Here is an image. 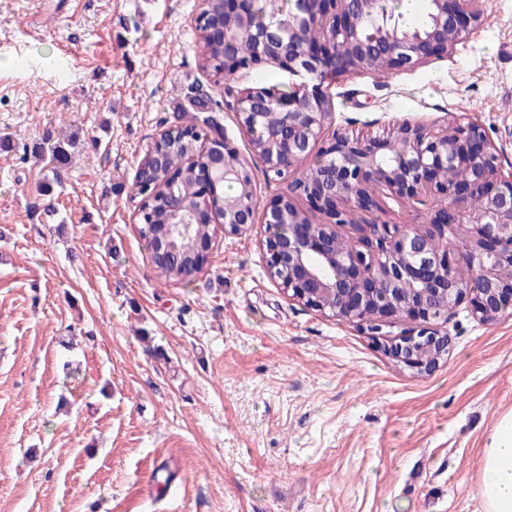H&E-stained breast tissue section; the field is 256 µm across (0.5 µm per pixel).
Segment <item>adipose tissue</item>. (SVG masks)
<instances>
[{
    "label": "adipose tissue",
    "mask_w": 512,
    "mask_h": 512,
    "mask_svg": "<svg viewBox=\"0 0 512 512\" xmlns=\"http://www.w3.org/2000/svg\"><path fill=\"white\" fill-rule=\"evenodd\" d=\"M483 512H512V412L496 422L478 485Z\"/></svg>",
    "instance_id": "obj_1"
}]
</instances>
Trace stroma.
I'll return each instance as SVG.
<instances>
[{"mask_svg": "<svg viewBox=\"0 0 512 512\" xmlns=\"http://www.w3.org/2000/svg\"><path fill=\"white\" fill-rule=\"evenodd\" d=\"M199 0H0V512H482V450L512 410V316L460 303L420 375L372 336L289 299L269 274L264 211L288 188L230 110L264 82L204 70ZM413 69L330 81L336 129L480 121L512 170V0ZM250 170L255 223L216 231L193 282L160 278L134 217L137 167L185 112ZM75 133L61 184L21 158ZM376 224H424L377 193ZM155 355H148V348ZM170 478L167 493L152 476Z\"/></svg>", "mask_w": 512, "mask_h": 512, "instance_id": "obj_1", "label": "stroma"}]
</instances>
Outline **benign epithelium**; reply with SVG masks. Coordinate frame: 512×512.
<instances>
[{"label": "benign epithelium", "instance_id": "1", "mask_svg": "<svg viewBox=\"0 0 512 512\" xmlns=\"http://www.w3.org/2000/svg\"><path fill=\"white\" fill-rule=\"evenodd\" d=\"M220 18L204 35L226 50L224 74L236 75L272 65L292 77L286 93L251 88L232 95L225 106L238 124L249 131L265 123V101L276 98L286 116L285 130L268 135L258 151L268 171L280 177L286 163L316 154L309 172L288 182V193L266 208L263 244L271 276L292 300L324 314L360 323L371 335L395 320L430 324L434 310L447 316L464 299L481 321L493 322L512 307V281L504 280L512 265V172L498 170V150L474 121L457 122L436 130L422 123L402 121L384 136L360 137L333 133L330 142L316 148L325 128L334 123L324 88L328 77L360 71L414 68L445 54L478 22L480 0H429V20L411 31L397 20H384L374 32L363 31L360 20L375 15L380 0H295L288 17L258 25V0H216ZM251 43L246 59L231 48ZM162 131L150 151L155 166L164 172L156 187H143L140 204L166 200L161 190L178 184L180 171L164 168ZM204 159L187 170L196 182V205L188 227L196 228L191 248L208 266L211 240L206 228L219 218L224 234L240 235L254 224L255 196L250 171L239 154L220 136L206 134ZM234 182L239 193L221 197L217 184ZM387 188L398 199L425 204L439 199L430 228L357 224L351 209L376 206L374 193ZM302 196L330 218L312 224L292 202ZM480 201V209L471 204ZM472 224L459 243L463 257L476 270L478 286L471 287L457 273L459 261L437 242L448 228ZM351 229L352 242L341 233ZM152 252L174 249L172 232L161 227L150 239ZM448 352V340L421 329L390 346V355L419 372L431 371Z\"/></svg>", "mask_w": 512, "mask_h": 512}]
</instances>
